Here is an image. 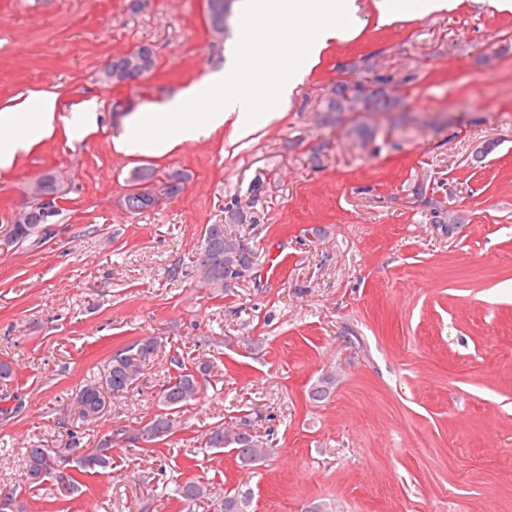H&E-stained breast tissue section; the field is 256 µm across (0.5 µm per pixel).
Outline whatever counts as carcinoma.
<instances>
[{
	"label": "carcinoma",
	"instance_id": "obj_1",
	"mask_svg": "<svg viewBox=\"0 0 512 512\" xmlns=\"http://www.w3.org/2000/svg\"><path fill=\"white\" fill-rule=\"evenodd\" d=\"M237 0H206V18L210 35L218 42H223L230 34L235 17ZM157 65L153 47L140 44L130 51L110 59L104 66L100 80L106 84L123 85L132 77L143 80L150 75ZM377 89L362 101L344 100V94L350 83H336L335 95L324 98L322 111L334 112H386L398 100L399 84L392 83V78L375 75ZM190 180V175L182 169H172L159 179L154 169L144 166L131 171L130 182L135 186L156 184L151 193L130 192L122 205L130 212L137 213L155 205L159 196L177 195ZM31 211L29 224L11 230L10 239L15 243L38 239L45 235L42 221V202L31 197L28 203ZM222 224L206 225L202 239V252L205 253L208 272L204 274L207 285L211 288L224 289L230 282L246 277L257 266L258 257L252 249H238L230 245V236L238 231L244 223L243 214L232 206L224 210ZM161 342L155 336L144 337L125 347L108 361L104 374L99 379L86 381L74 397V411L84 421H94L112 407L113 400L125 396L137 383L144 368L157 355ZM209 365L197 364L190 367L177 363L175 373L163 381L157 403L160 412L148 422L145 432L152 438L165 440L175 434L179 420L177 414L188 404L199 399L201 382L199 376L206 373ZM244 430L227 439L228 428L217 424L207 433L206 444L213 449L231 447L237 451V458L242 468H250L266 458L271 452L268 440L263 435L251 431V423L243 420ZM112 437L105 436L91 447L84 441L79 431L67 435L64 446L51 448L34 445L27 449L23 471L19 482L11 486H0V512H23L17 503L18 493L24 487L40 486L50 481L67 490L73 489L78 479L68 469L76 468L84 474H94L112 467ZM169 496L189 506L215 502L214 512H250L251 499L247 496L227 493L221 499L213 500V492L208 484L196 480L178 483L169 491Z\"/></svg>",
	"mask_w": 512,
	"mask_h": 512
}]
</instances>
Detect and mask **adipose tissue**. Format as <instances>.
Masks as SVG:
<instances>
[{
    "instance_id": "adipose-tissue-1",
    "label": "adipose tissue",
    "mask_w": 512,
    "mask_h": 512,
    "mask_svg": "<svg viewBox=\"0 0 512 512\" xmlns=\"http://www.w3.org/2000/svg\"><path fill=\"white\" fill-rule=\"evenodd\" d=\"M55 97L39 95L36 103H23L10 111L6 123H0V167L11 166L18 151L30 149L33 131L50 133L55 119Z\"/></svg>"
}]
</instances>
